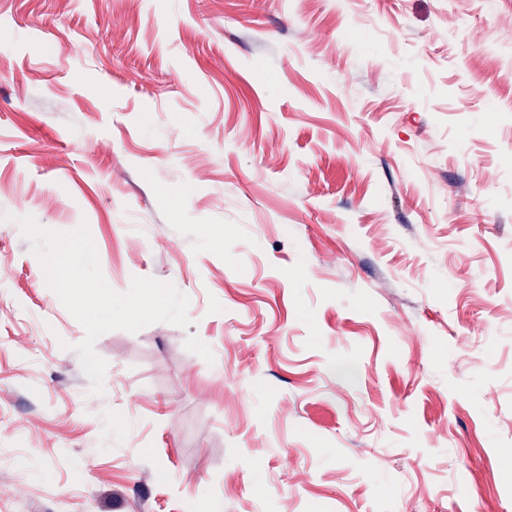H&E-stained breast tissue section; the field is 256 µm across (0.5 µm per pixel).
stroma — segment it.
Instances as JSON below:
<instances>
[{
    "label": "stroma",
    "mask_w": 512,
    "mask_h": 512,
    "mask_svg": "<svg viewBox=\"0 0 512 512\" xmlns=\"http://www.w3.org/2000/svg\"><path fill=\"white\" fill-rule=\"evenodd\" d=\"M0 212V512H512V0H0Z\"/></svg>",
    "instance_id": "stroma-1"
}]
</instances>
